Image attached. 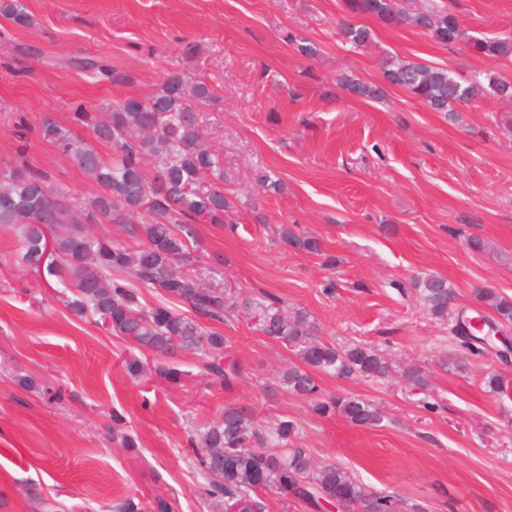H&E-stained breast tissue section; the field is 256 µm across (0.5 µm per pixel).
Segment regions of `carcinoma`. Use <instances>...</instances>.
Segmentation results:
<instances>
[{
  "label": "carcinoma",
  "instance_id": "obj_1",
  "mask_svg": "<svg viewBox=\"0 0 512 512\" xmlns=\"http://www.w3.org/2000/svg\"><path fill=\"white\" fill-rule=\"evenodd\" d=\"M352 15L372 16L386 24L409 23L427 31L443 46L465 43L471 53L487 60H512V37L487 39L468 35L457 16L432 5L407 13L398 0H343ZM0 14L27 26L32 20L22 0H0ZM342 39L354 47L370 40L361 26H340ZM52 64L75 67L91 77L102 76L120 85L132 81L125 71L91 57H60ZM386 80L407 90L434 112L457 118L456 107L479 96L512 99V81L483 72L463 84L449 70L390 59ZM340 84L352 95L377 98L380 90L348 77ZM219 102L217 86L205 75L170 71L161 89L148 99H128L105 109L78 105L72 121L88 129L100 144L111 148L103 156L76 138L71 128L46 118L40 138L66 156L97 188L88 197L75 198L51 183L48 172L32 166L28 157V123L15 117L19 143L14 160L0 166V224L13 228L20 249L14 260L22 272L43 271L55 278L74 298L68 301L79 318H92L107 332L128 341L138 352L173 357L189 351L202 360L203 369L222 384L239 374L224 360L231 340L216 325L241 310L251 315L255 329L282 344L299 361L279 377V385L312 403L315 413L340 414L358 427L378 425L383 415L370 400L358 395L324 396L320 376L359 377L385 382L394 366L367 343L336 345L319 336L314 317L302 307L290 310L273 293L240 299V289L226 282L202 283L204 268L190 250L194 225L224 223L232 201L224 194V155L207 145L215 124L207 108ZM53 226L58 259L42 263V228ZM91 224H124L141 239L133 251ZM281 241L309 254L321 252L318 238L298 234L283 225ZM156 292L161 300L149 306L139 288ZM427 314L445 324L456 294L451 283L436 275L414 280ZM477 302L492 312L474 319L454 314V335L473 354L494 344L496 329L512 325V298L492 288L476 293ZM179 302L183 313L172 307ZM215 327H208L206 323ZM400 377L415 391L428 389L427 372L411 365ZM297 423L279 419L271 426L258 424L243 406L226 405L222 417L208 426L200 442H191L195 466L207 479L204 495L219 498L222 512H265L261 492L290 496L314 509L338 505L349 512H426V504L363 483L336 463L316 466L307 449L293 438Z\"/></svg>",
  "mask_w": 512,
  "mask_h": 512
}]
</instances>
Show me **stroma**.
<instances>
[{"label": "stroma", "mask_w": 512, "mask_h": 512, "mask_svg": "<svg viewBox=\"0 0 512 512\" xmlns=\"http://www.w3.org/2000/svg\"><path fill=\"white\" fill-rule=\"evenodd\" d=\"M23 2L32 26L0 16V162L14 156L12 121L25 116L31 164L75 197L90 195L93 184L41 141L42 119L66 125L75 104L151 96L171 70L205 74L220 95L212 143L224 148L237 213L232 226L196 224L195 255L243 296L266 290L305 308L324 340L366 342L424 367L430 386L421 395L397 379L325 375L324 393L370 399L384 419L362 428L318 416L278 384L293 354L244 313L222 328L232 339L225 358L241 368L233 384L215 382L192 353L173 362L184 373L178 383L130 376L125 341L74 316L53 277L16 270L17 237L0 227V512H117L129 499L220 512L200 493L188 442L228 404L251 408L264 425L295 420L296 442L316 463L343 464L429 512H512V361L454 345L412 287L416 276L440 275L464 310L477 307L480 288L512 295V101L477 98L454 122L383 74L394 57L463 81L485 71L512 80V60L371 17L360 20L370 44L352 47L336 33L341 0ZM445 2L468 35H512V0ZM292 35L319 55H301ZM189 43L201 49L192 59ZM23 44L39 47L44 62L19 58ZM65 56L106 59L132 80L116 86L52 65ZM344 75L379 86L383 98L349 95L337 83ZM260 170L282 191L260 194ZM283 224L318 237L321 254L281 243ZM472 236L486 251L469 250ZM330 276L332 296L322 291ZM447 353L464 370H444ZM494 374L505 393L490 392ZM122 433L137 447H121Z\"/></svg>", "instance_id": "stroma-1"}]
</instances>
